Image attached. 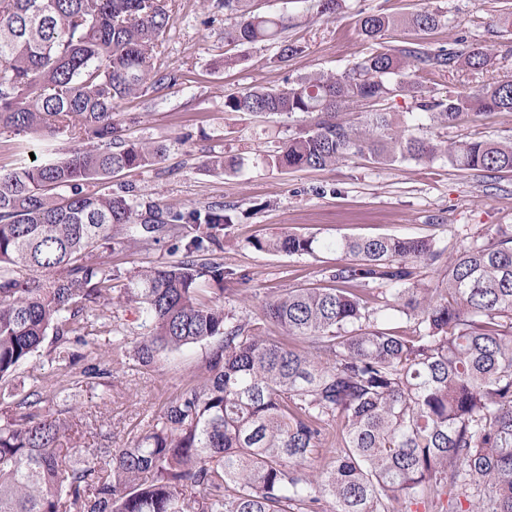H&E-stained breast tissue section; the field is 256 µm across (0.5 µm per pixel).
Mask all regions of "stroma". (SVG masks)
<instances>
[{"label": "stroma", "mask_w": 512, "mask_h": 512, "mask_svg": "<svg viewBox=\"0 0 512 512\" xmlns=\"http://www.w3.org/2000/svg\"><path fill=\"white\" fill-rule=\"evenodd\" d=\"M169 4L170 19L155 64L176 74L177 84L116 108L127 137L161 142L169 151L160 164L109 178L102 188L117 192L132 185L144 204L231 207L235 219L217 259L251 277L249 299L236 304V315L257 316L267 299L290 288L325 286L324 271L336 263L329 252L298 256L258 250L251 245L257 238L285 231L320 238L429 236L452 252L467 237L512 228V172L459 170L442 160L376 164L362 158L327 170L280 171L269 166L268 156L306 124V117L232 116L224 111L225 95L252 87L280 88L304 74L350 69L372 50L359 31L360 18L372 13L434 11L441 24L426 37L430 49L453 47L458 39L487 49L492 63L479 74L411 67L410 76L424 94L440 97L512 78V27L502 24L506 0H346L329 17L309 10L306 0H255L254 9L291 18L285 36L302 52L285 62L279 60L277 46L268 43L227 45L224 30L234 19L214 10L211 0ZM228 55L237 56L236 65L225 66ZM424 132L448 142H509L512 112L474 115L447 127L429 124ZM79 147V141L63 135L46 141L0 134V171L61 157ZM216 153L242 159L241 170L223 174L206 168L205 160ZM170 250L166 239L141 250H114L112 267L120 275L113 288H123L142 267L170 261ZM112 317L126 330L123 347H115L112 335L101 331L84 349L87 363L111 362V384L82 383L66 392L83 440L92 448L129 444L169 397L201 376L209 350L200 343L142 366L134 355L142 334L137 310L116 303ZM104 421L112 425L108 441L99 434Z\"/></svg>", "instance_id": "stroma-1"}]
</instances>
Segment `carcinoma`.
I'll return each mask as SVG.
<instances>
[{"instance_id":"carcinoma-1","label":"carcinoma","mask_w":512,"mask_h":512,"mask_svg":"<svg viewBox=\"0 0 512 512\" xmlns=\"http://www.w3.org/2000/svg\"><path fill=\"white\" fill-rule=\"evenodd\" d=\"M322 16L343 0H307ZM237 22L231 45L279 44L289 18L215 0ZM167 0H0V134L66 135L88 142L67 158L0 173V383L31 363L52 336V373H75L89 320H112V245L172 241L174 261L143 267L118 299L146 330L135 347L144 366L160 352L207 343L205 377L187 383L122 448H85L72 437L60 392L32 375L28 393L0 403V512H410L448 495L450 512H512V230L473 238L445 255L428 237L296 233L256 240L288 255L336 253L324 288H290L240 318L224 300L247 298L248 278L212 261L230 209L144 205L130 187L100 181L160 163L166 146L125 138L116 106L177 84L156 70ZM424 11L407 19L365 16L376 48L342 73L316 72L282 88L224 97V111L295 114L308 123L270 155L280 170L327 169L351 157L378 164L444 159L462 170L512 171V142L445 144L423 121L512 112V79L444 98L418 93L411 63L434 71L490 65L479 46L432 50L387 46L386 32L426 34ZM400 93L399 117L340 110ZM205 166L237 172L238 159ZM431 267L419 287L414 266ZM395 312L412 332L389 327ZM276 326L281 336L268 335ZM302 339L295 348L288 339ZM336 444L317 471L315 454ZM470 507L463 508V502Z\"/></svg>"}]
</instances>
